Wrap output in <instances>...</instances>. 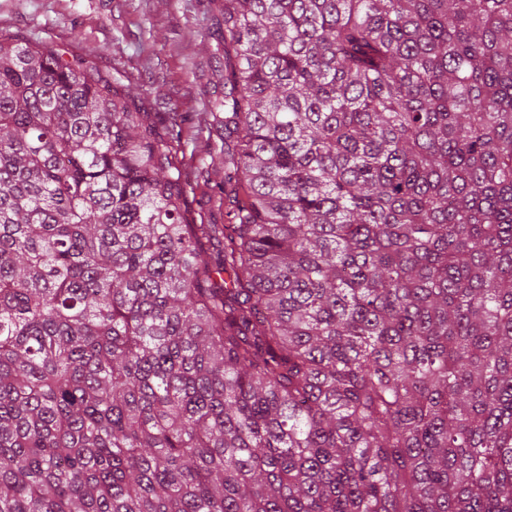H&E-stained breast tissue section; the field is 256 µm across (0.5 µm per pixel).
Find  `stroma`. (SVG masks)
<instances>
[{
  "label": "stroma",
  "mask_w": 512,
  "mask_h": 512,
  "mask_svg": "<svg viewBox=\"0 0 512 512\" xmlns=\"http://www.w3.org/2000/svg\"><path fill=\"white\" fill-rule=\"evenodd\" d=\"M223 0H0V28L65 55L128 87L141 110L181 113L173 161L183 170L186 217L224 221V174L211 165L224 132L205 113L224 93Z\"/></svg>",
  "instance_id": "1"
}]
</instances>
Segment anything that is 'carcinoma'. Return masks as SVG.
I'll use <instances>...</instances> for the list:
<instances>
[{"label": "carcinoma", "mask_w": 512, "mask_h": 512, "mask_svg": "<svg viewBox=\"0 0 512 512\" xmlns=\"http://www.w3.org/2000/svg\"><path fill=\"white\" fill-rule=\"evenodd\" d=\"M211 107L188 224L134 98L0 32V512H512V0H224Z\"/></svg>", "instance_id": "carcinoma-1"}]
</instances>
